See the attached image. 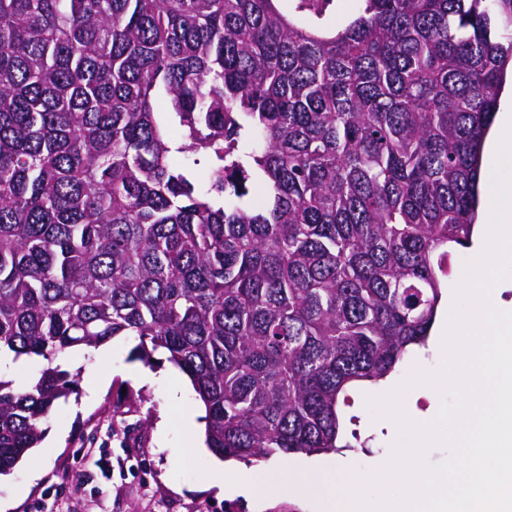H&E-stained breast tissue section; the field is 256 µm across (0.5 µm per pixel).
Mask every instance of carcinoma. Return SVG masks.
<instances>
[{
	"instance_id": "cac0c4a2",
	"label": "carcinoma",
	"mask_w": 512,
	"mask_h": 512,
	"mask_svg": "<svg viewBox=\"0 0 512 512\" xmlns=\"http://www.w3.org/2000/svg\"><path fill=\"white\" fill-rule=\"evenodd\" d=\"M0 0V476L77 348L163 349L220 458L336 447L472 238L512 0Z\"/></svg>"
}]
</instances>
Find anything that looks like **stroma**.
Wrapping results in <instances>:
<instances>
[{"label": "stroma", "instance_id": "1", "mask_svg": "<svg viewBox=\"0 0 512 512\" xmlns=\"http://www.w3.org/2000/svg\"><path fill=\"white\" fill-rule=\"evenodd\" d=\"M137 343L135 337L117 336L95 354L76 351L60 357L70 373L92 371L105 384L93 400H86L80 384L57 402L42 425L44 438L32 461L0 478V504H8V512H25L37 499L44 501L46 512H71L75 479L81 473L93 494L91 512H312L311 503L274 493L247 502L204 489L200 477L211 468L214 454L207 451L186 463L178 458L179 449L195 439L183 423L202 405L193 388H186L182 401L173 406L168 383H136L131 371L139 365L132 355ZM439 362L432 347L414 348L390 382L404 378L412 365L433 369ZM390 382L365 384L351 394L344 410V441L351 446L352 466L366 469L371 458L391 454L397 427L391 420L373 419L366 404L367 396L388 393ZM164 413L171 425L162 434L157 421ZM99 455L108 460V468L97 466Z\"/></svg>", "mask_w": 512, "mask_h": 512}]
</instances>
